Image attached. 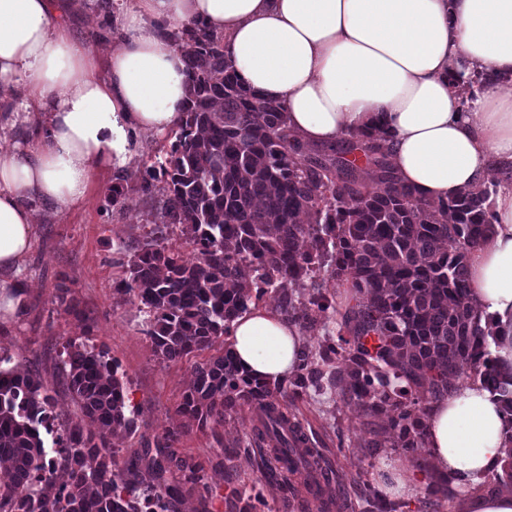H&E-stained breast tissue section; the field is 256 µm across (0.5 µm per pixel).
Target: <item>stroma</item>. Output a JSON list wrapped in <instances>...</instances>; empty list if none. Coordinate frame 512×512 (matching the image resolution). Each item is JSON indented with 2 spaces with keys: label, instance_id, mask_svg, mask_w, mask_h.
<instances>
[{
  "label": "stroma",
  "instance_id": "obj_1",
  "mask_svg": "<svg viewBox=\"0 0 512 512\" xmlns=\"http://www.w3.org/2000/svg\"><path fill=\"white\" fill-rule=\"evenodd\" d=\"M114 178L113 170L97 172L86 199L61 212L30 200L39 221L17 273L27 285L26 302L18 314L0 313V354L12 356L48 383L55 421L82 425L86 419L58 370L59 354L69 340L102 346L124 375L127 405L136 422L134 432L111 439L118 462L155 449L163 432L170 430L176 434L173 450L202 462L209 483L221 492L212 512H239L234 491L244 483L257 485L266 512H278L285 492L265 480L268 463L248 441L255 409L244 406L223 423L204 426L179 415L177 407L192 384L194 363L206 359V352L178 362L159 360L144 331L143 313L116 291L123 264L146 240L151 230L146 217L159 201L137 197L126 207L110 205L107 197ZM294 410L308 452L329 462L332 497L324 503L328 512H366L368 499L379 488L377 473L385 458L409 463L418 480V492L401 498L400 512H418L420 500L432 488L441 512H462L463 493L444 489L443 477L428 457L399 448H367L368 418L356 404L308 399L297 402ZM291 482L301 512H321L324 504L312 487L299 476Z\"/></svg>",
  "mask_w": 512,
  "mask_h": 512
}]
</instances>
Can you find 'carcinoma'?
Returning <instances> with one entry per match:
<instances>
[{"instance_id":"1","label":"carcinoma","mask_w":512,"mask_h":512,"mask_svg":"<svg viewBox=\"0 0 512 512\" xmlns=\"http://www.w3.org/2000/svg\"><path fill=\"white\" fill-rule=\"evenodd\" d=\"M178 47L189 74L179 120L139 176L119 172L109 189L114 205L161 193L160 223L127 261L116 291L147 314L154 353L175 362L211 349L231 323L272 288L288 322L321 326L339 343L317 352L302 349L288 384L268 383L237 366L231 347L194 369L180 415L204 426L222 422L244 405L261 409L249 444L270 454L269 475L308 480L322 469L314 457L291 461L304 444L296 401L329 395L355 401L367 415L387 414L372 428L369 448H425L429 403L448 394L454 379H472L504 404L506 439L512 444V377L493 357V331L482 322L470 294L468 258L492 231L487 180L440 202L425 201L397 185L379 131L349 135L331 152L312 153L288 130L281 104L264 101L231 70L224 37L194 23ZM467 93L481 83L466 67L448 78ZM365 161L349 160L356 152ZM180 228V242L164 229ZM347 282L355 303L329 312L322 292L308 303L292 296L321 272ZM62 375L97 433L64 425L49 454L41 430L52 432L54 397L41 377L21 372L0 355V512H179L184 487L210 512L213 489L204 466L174 452L119 466L109 436L130 433L125 382L102 347L66 342ZM50 478L26 493L36 471ZM512 489V450L501 472Z\"/></svg>"}]
</instances>
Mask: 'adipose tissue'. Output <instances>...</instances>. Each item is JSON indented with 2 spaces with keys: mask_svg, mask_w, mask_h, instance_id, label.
Wrapping results in <instances>:
<instances>
[{
  "mask_svg": "<svg viewBox=\"0 0 512 512\" xmlns=\"http://www.w3.org/2000/svg\"><path fill=\"white\" fill-rule=\"evenodd\" d=\"M72 0H0V91L19 101L27 146L0 151V312L25 301L10 270L27 255L38 214L85 198L94 172L124 163L134 132L171 130L188 95L175 31L195 22L223 33L232 68L263 99L282 103L307 146L382 127L398 181L447 200L512 165V0H124L121 36L106 51L76 41ZM487 73L462 101L449 74ZM494 229L468 260L471 290L512 365V185L493 205ZM232 350L270 382L297 367L300 340L279 315L248 311ZM501 406L459 383L432 403L425 446L458 489L500 469Z\"/></svg>",
  "mask_w": 512,
  "mask_h": 512,
  "instance_id": "ef3b65f1",
  "label": "adipose tissue"
}]
</instances>
